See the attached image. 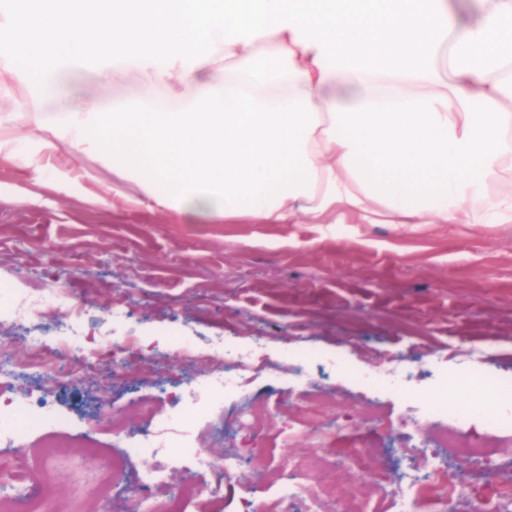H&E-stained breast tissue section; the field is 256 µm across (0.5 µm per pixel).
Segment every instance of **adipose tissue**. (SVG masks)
I'll return each instance as SVG.
<instances>
[{
    "label": "adipose tissue",
    "instance_id": "ef3b65f1",
    "mask_svg": "<svg viewBox=\"0 0 512 512\" xmlns=\"http://www.w3.org/2000/svg\"><path fill=\"white\" fill-rule=\"evenodd\" d=\"M445 0H13L0 62L44 100L95 70L134 97L38 111L141 199L256 224H511L512 0L449 31ZM102 32L86 40L87 28ZM274 47L261 59L252 48ZM449 75H442L440 54ZM231 66L215 65L217 55ZM171 94L156 86L170 72Z\"/></svg>",
    "mask_w": 512,
    "mask_h": 512
}]
</instances>
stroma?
Masks as SVG:
<instances>
[{
    "label": "stroma",
    "instance_id": "obj_1",
    "mask_svg": "<svg viewBox=\"0 0 512 512\" xmlns=\"http://www.w3.org/2000/svg\"><path fill=\"white\" fill-rule=\"evenodd\" d=\"M140 85L139 73L117 71L105 82L82 78L74 90L88 107L101 96H132ZM38 101L35 86L0 66V134L10 142L0 152V361L21 366L8 382L16 398L41 395L67 419L44 430L58 451L41 488L50 510L85 495L91 475L81 445L121 448L110 432L90 427L94 415L128 416L137 430L147 421L132 406L150 398L161 400L160 417L180 416L170 401L195 387L198 368L176 354L174 334L217 376L228 349L276 360L275 370L256 371L222 406L229 422L240 406L267 402L275 454L280 430L304 415L309 395L291 360L311 357L310 373L335 393L349 422L338 448L367 451L354 471L322 466L315 473L340 507L362 489L387 488L403 471L426 467L425 457L395 451L389 435L368 426L366 407L377 405L395 431L410 416L409 402L426 398L440 374L512 376V223L309 224L300 217L253 224L164 211L139 201L137 189L96 157L67 143L43 147L32 113ZM45 288L68 289L85 304L81 333L132 339L126 368L98 363L99 345L87 342L83 353L95 366L71 374L54 343L73 323L70 308L45 307L12 326L16 292ZM39 334L38 352L29 338ZM40 355L55 364V380L25 371ZM406 355L429 362L405 398L331 365L338 357L368 367ZM213 416L200 413L193 431L212 450L207 478L222 485V512H238L244 495L272 501L275 489L258 464L242 462L238 479L224 481V455L239 438L229 425L213 428ZM435 454L468 484L457 512L496 496V478L469 473L474 458L447 448Z\"/></svg>",
    "mask_w": 512,
    "mask_h": 512
}]
</instances>
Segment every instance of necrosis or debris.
Wrapping results in <instances>:
<instances>
[{
	"instance_id": "4bbe7bcc",
	"label": "necrosis or debris",
	"mask_w": 512,
	"mask_h": 512,
	"mask_svg": "<svg viewBox=\"0 0 512 512\" xmlns=\"http://www.w3.org/2000/svg\"><path fill=\"white\" fill-rule=\"evenodd\" d=\"M335 368L340 372L351 371L360 383L401 394L413 379L416 365L413 359L406 358L379 371L371 367L351 369L346 362L339 360ZM251 369L252 365L244 354L225 353L223 376L215 377L208 371H200L197 387L188 394V406L200 407L214 402L218 395L241 389ZM294 373L315 391L303 420L304 426L318 437L326 455L335 457L340 470L354 468L363 455L362 449H354L346 456L338 455L335 450L338 432L327 429L321 421L322 411L335 404L334 394L326 391L320 381L311 376L304 362L295 364ZM474 420L483 422L491 432L511 431L512 388L494 383L478 386L465 376L453 383L440 382L419 407L414 420L408 422L404 438L421 452L425 445L418 442L417 436L420 431L428 430L436 447L458 448L475 459L492 461L497 453L496 447L471 443L463 435L464 426ZM103 422L113 435L124 440L123 454L104 459L103 486L124 484L126 457L147 454L153 459L152 465L139 474L132 488L136 512H186L187 503L191 500L205 502L211 508L219 502L218 493L203 480L210 468L209 451L187 440L186 429L163 422L151 431L131 432L122 421L112 417H104ZM63 423L61 416L37 413L35 402H19L11 398L0 400V482H7L10 486L9 493H0V512H42L38 485L49 477L44 450L50 447L51 442L44 437L33 440L32 435L38 428ZM178 454L194 459L197 469L181 491L172 492L168 489L164 461ZM317 465L314 459L295 462L290 457H282L279 464L281 477L276 487V500L281 512H325L327 504L334 498L333 489L325 486L314 491L305 481L306 475L311 474ZM465 493V482L450 475L443 461L435 456L429 458L424 473L404 471L391 488L397 512H448L450 504Z\"/></svg>"
}]
</instances>
